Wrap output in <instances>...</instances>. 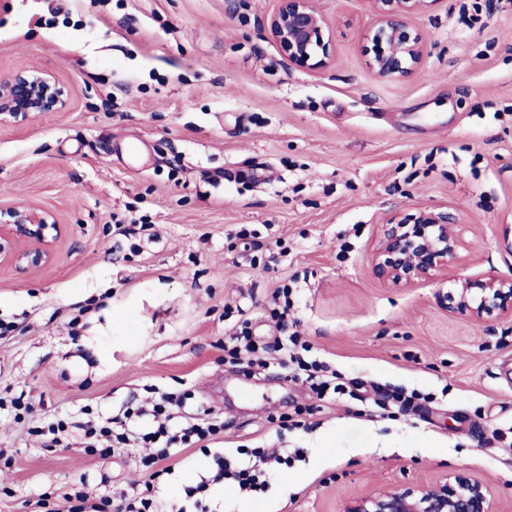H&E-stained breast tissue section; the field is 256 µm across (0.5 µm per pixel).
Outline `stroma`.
Returning a JSON list of instances; mask_svg holds the SVG:
<instances>
[{
	"label": "stroma",
	"mask_w": 512,
	"mask_h": 512,
	"mask_svg": "<svg viewBox=\"0 0 512 512\" xmlns=\"http://www.w3.org/2000/svg\"><path fill=\"white\" fill-rule=\"evenodd\" d=\"M279 0H0V76L56 74L68 106L0 128V208L33 203L62 226L57 261L0 269V512L62 507L73 484L120 498L148 477L142 448L89 451L83 424L189 388L211 450L299 448L265 494L215 486L224 512H339L344 501L463 471L512 512V317L443 307L458 274L512 278V0H434L413 72L382 79L365 48L368 0H316L331 64L289 66L267 30ZM438 207L460 220L461 259L436 278L379 280L383 224ZM144 218L154 235L115 236ZM251 238L239 239L240 229ZM296 281L291 313L344 378L432 393L417 412L318 400L275 366L245 372L224 341L248 325L276 349L265 308ZM78 327H70L71 319ZM312 407L301 428L274 419ZM71 427L44 447L31 427ZM210 463L169 460L168 512Z\"/></svg>",
	"instance_id": "1"
}]
</instances>
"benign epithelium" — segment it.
Masks as SVG:
<instances>
[{"label":"benign epithelium","instance_id":"obj_1","mask_svg":"<svg viewBox=\"0 0 512 512\" xmlns=\"http://www.w3.org/2000/svg\"><path fill=\"white\" fill-rule=\"evenodd\" d=\"M376 17L370 66L376 76L403 78L421 61L424 35L408 19L434 0H369ZM268 31L289 64L310 70L328 67L333 50L315 0H280ZM72 90L55 74L21 67L0 77V126L19 125L41 112L63 109ZM454 214L424 207L385 224L374 259L383 281L412 284L431 278L457 258L462 237L448 231ZM60 226L32 203L0 209V267L34 272L57 260ZM448 308L476 320L512 316V279L463 275L445 297ZM341 512H498L487 485L456 473L444 481L404 489H380L351 500Z\"/></svg>","mask_w":512,"mask_h":512}]
</instances>
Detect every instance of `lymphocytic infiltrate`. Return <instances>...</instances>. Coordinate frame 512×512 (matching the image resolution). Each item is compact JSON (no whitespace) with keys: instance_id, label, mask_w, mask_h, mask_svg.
<instances>
[{"instance_id":"f902f5d3","label":"lymphocytic infiltrate","mask_w":512,"mask_h":512,"mask_svg":"<svg viewBox=\"0 0 512 512\" xmlns=\"http://www.w3.org/2000/svg\"><path fill=\"white\" fill-rule=\"evenodd\" d=\"M295 290L282 286L275 290L269 317L281 335L278 344L283 358L281 368L287 369L291 379L308 383L319 399L334 402L353 399L365 401L361 382L347 380L326 362L312 354V348L299 331L291 329L288 316L294 307ZM373 404L385 410L395 406L402 410L412 409L423 401L421 392L403 390L388 393L381 387H374ZM184 394L162 392L152 398L149 407L124 410L122 415L106 419L101 423L93 421L85 425V436L90 442L106 441L114 447L123 448L133 442H140L152 448H201L215 439L224 430V422L219 417L191 422L177 421L176 416L183 406ZM289 459L270 448H242L238 451L235 465H228L223 453L212 455L213 469L207 477L188 490L192 501L191 508H179L178 512H210L206 503L207 492L211 484L231 481L242 491L257 494L264 493L268 481L267 473L278 470L288 464ZM159 472L149 474L144 488L139 494L121 496L118 504H110L107 498H95L85 488L72 489L65 498V512H153V490Z\"/></svg>"}]
</instances>
